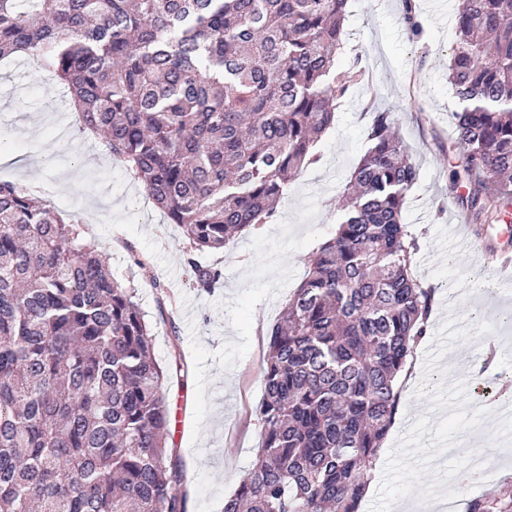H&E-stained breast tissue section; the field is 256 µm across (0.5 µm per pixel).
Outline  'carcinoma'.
<instances>
[{"label": "carcinoma", "instance_id": "obj_1", "mask_svg": "<svg viewBox=\"0 0 512 512\" xmlns=\"http://www.w3.org/2000/svg\"><path fill=\"white\" fill-rule=\"evenodd\" d=\"M349 0H0V59L37 58L91 131L182 229L194 286L220 250L268 224L317 162L336 102ZM448 80L467 195L512 206V0H458ZM418 168L376 109L336 233L270 328L260 448L224 512H360L427 335L434 289L412 274L403 222ZM136 287L39 191L0 180V512H187L172 417ZM468 512H512V490Z\"/></svg>", "mask_w": 512, "mask_h": 512}]
</instances>
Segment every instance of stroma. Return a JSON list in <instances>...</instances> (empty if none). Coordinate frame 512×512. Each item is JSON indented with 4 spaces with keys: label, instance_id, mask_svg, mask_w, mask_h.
Masks as SVG:
<instances>
[{
    "label": "stroma",
    "instance_id": "obj_1",
    "mask_svg": "<svg viewBox=\"0 0 512 512\" xmlns=\"http://www.w3.org/2000/svg\"><path fill=\"white\" fill-rule=\"evenodd\" d=\"M422 28L413 36L403 0H350L343 61L361 58L367 73L336 110L305 169L278 204L273 223L227 248L199 253L222 268L212 293L193 286L180 229L167 223L142 185L97 141L76 132L68 90L49 84L22 55L0 60V180L41 189L43 197L81 216L97 236L113 276L134 282L153 328L156 359L180 354L184 381H165L177 426L188 512H224V501L252 468L260 442L257 409L267 331L308 269L313 250L334 235L337 207L364 151L370 108L394 112L396 131L420 179L408 193L404 221L420 248L413 273L435 289L427 336L399 379L400 402L376 465L377 482L361 512H387L391 500L433 507L439 487L457 492L454 473L469 463L464 445L491 455L489 475L466 497L512 483V417L488 420L473 403L468 374L485 358L482 338L506 337L487 371L488 404L512 386V283L492 257L512 256V212L487 226L464 223L456 203L465 185L448 189L457 163L456 102L448 64L456 47V0H412ZM144 258L137 267L134 257ZM483 287H475V280Z\"/></svg>",
    "mask_w": 512,
    "mask_h": 512
}]
</instances>
